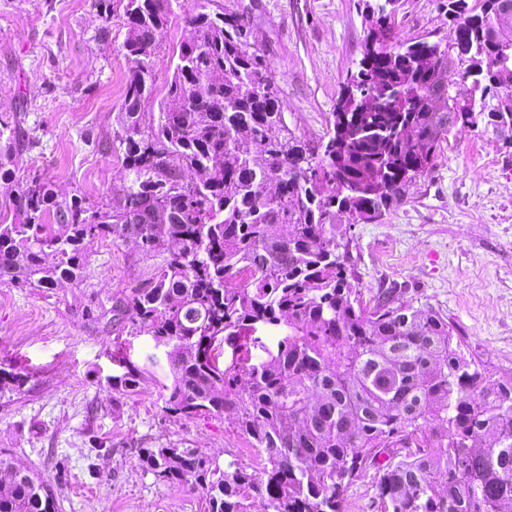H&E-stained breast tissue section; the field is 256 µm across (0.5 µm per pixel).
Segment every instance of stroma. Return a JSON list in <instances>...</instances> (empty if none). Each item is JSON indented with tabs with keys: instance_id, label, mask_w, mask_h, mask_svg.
<instances>
[{
	"instance_id": "obj_1",
	"label": "stroma",
	"mask_w": 512,
	"mask_h": 512,
	"mask_svg": "<svg viewBox=\"0 0 512 512\" xmlns=\"http://www.w3.org/2000/svg\"><path fill=\"white\" fill-rule=\"evenodd\" d=\"M441 0H398L396 42L449 35ZM266 57L288 126L315 144L330 129L368 35L365 0H234ZM125 0L104 20L96 0H0V115L24 112L31 141L0 179V204L36 172L60 201L105 203L125 170L106 144L133 67L120 50ZM191 37L171 15L155 58V96L168 92L173 51ZM143 117L152 123L158 106ZM364 301L401 289L447 318L466 357L512 379V145L485 120L452 128L433 168L404 203L347 232ZM157 258L111 238L87 241L84 279L37 291L0 282V366L26 374L0 398V459L50 481L56 512H208L202 490L157 480L142 448H195L252 469L248 440L227 419L163 412L165 348L106 315L118 289L150 278ZM144 369L138 393L113 394L121 363Z\"/></svg>"
}]
</instances>
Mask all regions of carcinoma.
Listing matches in <instances>:
<instances>
[{"instance_id": "1", "label": "carcinoma", "mask_w": 512, "mask_h": 512, "mask_svg": "<svg viewBox=\"0 0 512 512\" xmlns=\"http://www.w3.org/2000/svg\"><path fill=\"white\" fill-rule=\"evenodd\" d=\"M194 0L193 37L172 55L157 124L154 59L183 0H126L120 51L134 62L112 150L126 170L119 199L60 202L36 174L0 224V280L53 288L83 277L85 241L142 238L154 275L112 296L109 322L169 347L163 411L224 416L261 467L220 464L195 448L139 449L157 479L203 490L208 512H342L345 493L374 471L381 512H512V383L461 352L448 320L391 291L363 301L347 232L402 203L448 131L487 118L512 137V24L498 0H442L453 41L391 47L396 0L365 5L361 69L347 80L318 150L281 111L274 75L231 4ZM496 30L502 40L489 39ZM458 80L441 85L448 68ZM24 145L19 121L0 141ZM186 170L198 179L185 181ZM232 346L219 366L216 342ZM260 349L258 356L253 350ZM27 376L0 368V394ZM143 372L107 380L134 394ZM0 512H55L50 484L16 471L0 482Z\"/></svg>"}]
</instances>
